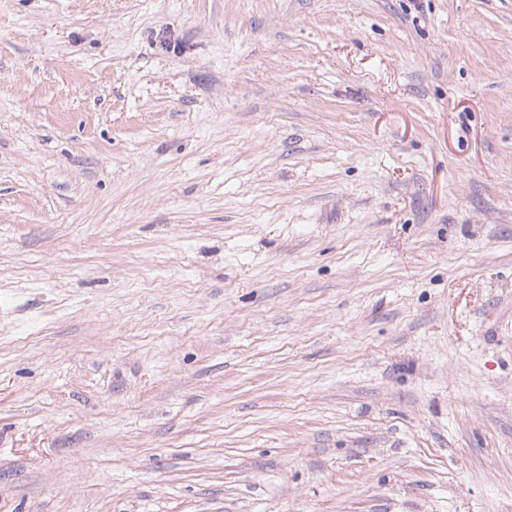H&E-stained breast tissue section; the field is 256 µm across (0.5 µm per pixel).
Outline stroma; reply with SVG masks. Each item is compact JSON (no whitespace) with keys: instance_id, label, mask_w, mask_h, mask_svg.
Returning <instances> with one entry per match:
<instances>
[{"instance_id":"obj_1","label":"stroma","mask_w":512,"mask_h":512,"mask_svg":"<svg viewBox=\"0 0 512 512\" xmlns=\"http://www.w3.org/2000/svg\"><path fill=\"white\" fill-rule=\"evenodd\" d=\"M0 512H512V0H0Z\"/></svg>"}]
</instances>
